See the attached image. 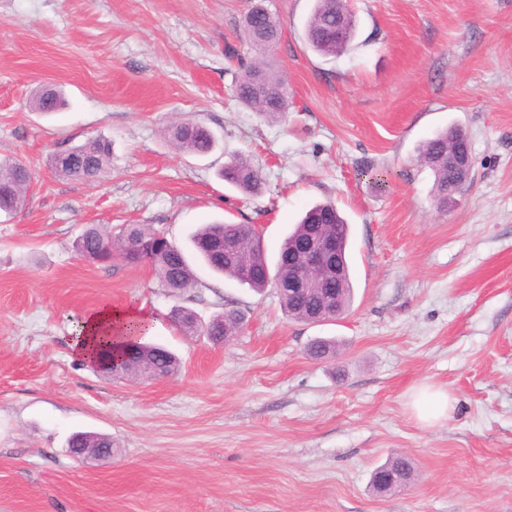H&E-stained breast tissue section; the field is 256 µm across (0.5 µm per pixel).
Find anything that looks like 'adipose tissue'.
I'll use <instances>...</instances> for the list:
<instances>
[{"mask_svg": "<svg viewBox=\"0 0 512 512\" xmlns=\"http://www.w3.org/2000/svg\"><path fill=\"white\" fill-rule=\"evenodd\" d=\"M131 320L146 324L149 323L150 317L143 306L130 302L106 304L84 314L80 326L83 339L74 343L75 354L84 360H93V343L97 336H120L127 322ZM452 407L451 395L447 390L439 388L423 389L412 401L413 413L417 421L424 426H431L447 419Z\"/></svg>", "mask_w": 512, "mask_h": 512, "instance_id": "ef3b65f1", "label": "adipose tissue"}]
</instances>
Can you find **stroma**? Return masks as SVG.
I'll return each mask as SVG.
<instances>
[{"instance_id": "1", "label": "stroma", "mask_w": 512, "mask_h": 512, "mask_svg": "<svg viewBox=\"0 0 512 512\" xmlns=\"http://www.w3.org/2000/svg\"><path fill=\"white\" fill-rule=\"evenodd\" d=\"M266 5L291 100L274 122L233 95L226 50L252 54L249 0H0V159L33 176L24 208L0 214V512H512V0H350L356 34L336 57L306 40L315 0ZM45 86L60 112L31 110ZM174 120L217 148L176 150ZM454 125L473 181L444 212L418 153ZM96 138L112 143L97 181L54 170ZM234 154L258 191L220 178ZM325 201L351 226L354 300L324 324L198 260L182 297L149 266L73 248L87 224H150L186 248L224 219L262 225L272 264ZM126 301L151 312L176 375L115 380L74 354L75 318ZM228 302L245 323L218 345L169 319ZM317 337L341 341L336 358L307 356ZM422 384L456 399L428 428L408 406ZM78 431L111 436L112 457L71 456ZM396 456L415 480L375 494Z\"/></svg>"}]
</instances>
